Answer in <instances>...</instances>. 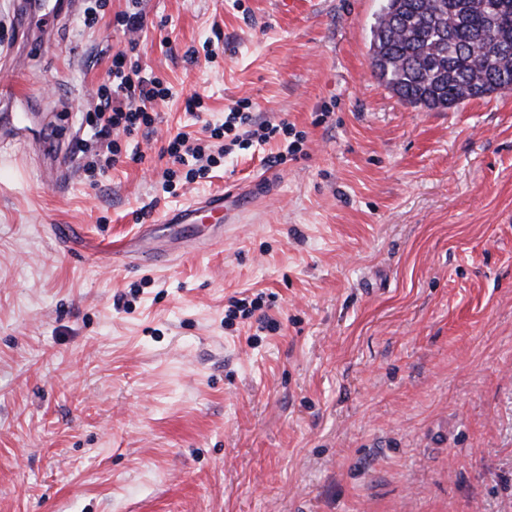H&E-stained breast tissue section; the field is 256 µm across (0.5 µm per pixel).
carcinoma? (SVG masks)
Returning <instances> with one entry per match:
<instances>
[{
  "mask_svg": "<svg viewBox=\"0 0 512 512\" xmlns=\"http://www.w3.org/2000/svg\"><path fill=\"white\" fill-rule=\"evenodd\" d=\"M369 52L378 80L413 107L512 91V0H381Z\"/></svg>",
  "mask_w": 512,
  "mask_h": 512,
  "instance_id": "carcinoma-1",
  "label": "carcinoma"
}]
</instances>
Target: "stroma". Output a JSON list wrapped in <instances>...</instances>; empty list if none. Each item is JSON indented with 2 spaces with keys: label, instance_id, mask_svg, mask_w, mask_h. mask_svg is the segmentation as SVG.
Segmentation results:
<instances>
[{
  "label": "stroma",
  "instance_id": "obj_1",
  "mask_svg": "<svg viewBox=\"0 0 512 512\" xmlns=\"http://www.w3.org/2000/svg\"><path fill=\"white\" fill-rule=\"evenodd\" d=\"M130 7L57 18L18 70L0 0V73L72 162L55 188L0 140V512H512V93L400 101L370 67L380 0H141L114 25ZM131 47L172 94L90 175L86 113ZM240 100L302 152L185 181L161 147ZM227 184L247 223H162ZM148 246L168 263L133 267Z\"/></svg>",
  "mask_w": 512,
  "mask_h": 512
}]
</instances>
